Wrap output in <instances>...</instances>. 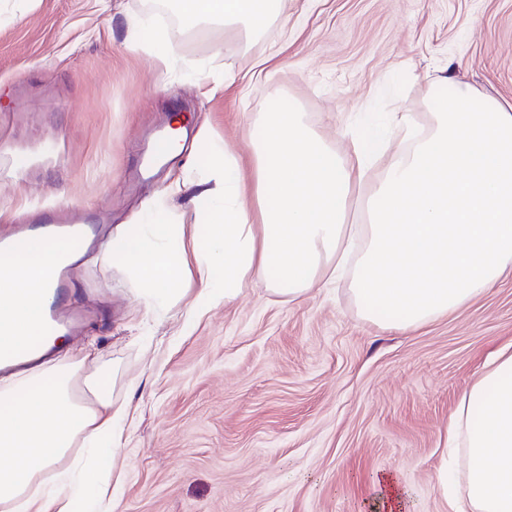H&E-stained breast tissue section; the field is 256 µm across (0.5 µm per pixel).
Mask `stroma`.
<instances>
[{
  "label": "stroma",
  "mask_w": 512,
  "mask_h": 512,
  "mask_svg": "<svg viewBox=\"0 0 512 512\" xmlns=\"http://www.w3.org/2000/svg\"><path fill=\"white\" fill-rule=\"evenodd\" d=\"M170 0H0V237L16 221L126 224L181 168L142 152L171 113L224 142L254 178L249 134L282 102L346 147L365 112L428 119L442 75L512 104V0H288L262 35L220 50L217 23L173 21ZM146 16L164 70L127 27ZM73 306L132 419L112 460V512H369L392 473L411 512H448L438 485L462 394L512 343V279L408 332L363 320L347 279L294 303L251 281L229 306L153 329L129 283L93 263Z\"/></svg>",
  "instance_id": "obj_1"
}]
</instances>
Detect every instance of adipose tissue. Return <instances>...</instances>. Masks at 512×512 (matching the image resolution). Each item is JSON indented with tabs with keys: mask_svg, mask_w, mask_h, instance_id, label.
<instances>
[{
	"mask_svg": "<svg viewBox=\"0 0 512 512\" xmlns=\"http://www.w3.org/2000/svg\"><path fill=\"white\" fill-rule=\"evenodd\" d=\"M193 22L255 36L286 0H176ZM424 131L407 112L366 122L349 152L322 142L293 107L264 113L251 144L255 202L239 163L199 130L207 177L176 178L148 200L137 223L118 225L94 261L120 270L147 319L180 302L190 314L232 304L253 279L282 299L302 298L323 278L350 271L359 315L392 331L449 316L512 277V106L442 77L430 89ZM399 130L390 164L364 195L360 223L346 221L353 188L381 144ZM189 195L185 227L171 200ZM36 238L0 252V352L40 336L34 275L69 260ZM112 396V372L60 357L0 378V512H111L113 458L128 420ZM462 449L464 491L448 512H512V350L502 349L448 420Z\"/></svg>",
	"mask_w": 512,
	"mask_h": 512,
	"instance_id": "1",
	"label": "adipose tissue"
}]
</instances>
